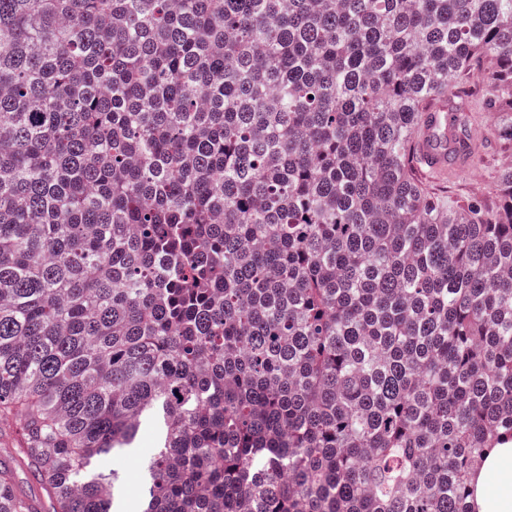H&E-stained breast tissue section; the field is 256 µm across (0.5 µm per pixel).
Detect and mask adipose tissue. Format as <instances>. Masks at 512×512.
Here are the masks:
<instances>
[{
	"label": "adipose tissue",
	"instance_id": "1",
	"mask_svg": "<svg viewBox=\"0 0 512 512\" xmlns=\"http://www.w3.org/2000/svg\"><path fill=\"white\" fill-rule=\"evenodd\" d=\"M496 491H489V483ZM473 485L472 512H512V444L492 449Z\"/></svg>",
	"mask_w": 512,
	"mask_h": 512
}]
</instances>
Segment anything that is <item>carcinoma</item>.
Returning <instances> with one entry per match:
<instances>
[{"instance_id":"carcinoma-1","label":"carcinoma","mask_w":512,"mask_h":512,"mask_svg":"<svg viewBox=\"0 0 512 512\" xmlns=\"http://www.w3.org/2000/svg\"><path fill=\"white\" fill-rule=\"evenodd\" d=\"M470 74L512 107V0H0V512H124L150 419L136 512H472L512 168L415 169ZM158 433L152 423H146L142 431L137 450L124 458L121 468L124 476V486L128 490L127 496H135L140 492L143 474V461L157 447Z\"/></svg>"}]
</instances>
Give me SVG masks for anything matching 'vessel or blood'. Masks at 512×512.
<instances>
[{"label": "vessel or blood", "mask_w": 512, "mask_h": 512, "mask_svg": "<svg viewBox=\"0 0 512 512\" xmlns=\"http://www.w3.org/2000/svg\"><path fill=\"white\" fill-rule=\"evenodd\" d=\"M416 147L420 161L439 174L447 173L452 167H466L471 162L469 142L459 134L454 113L443 106L425 115Z\"/></svg>", "instance_id": "b4317fda"}]
</instances>
